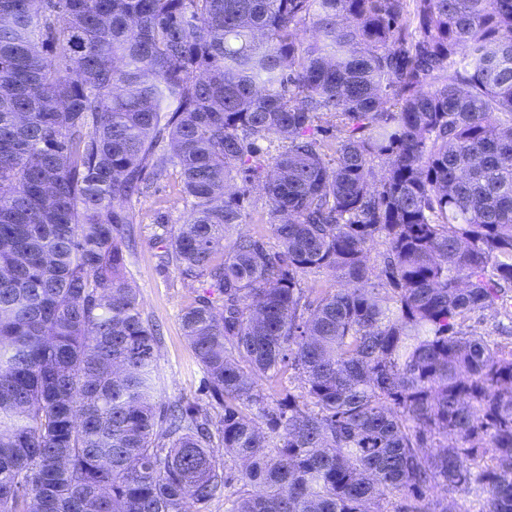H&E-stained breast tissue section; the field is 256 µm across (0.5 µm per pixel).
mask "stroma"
Masks as SVG:
<instances>
[{"instance_id": "1", "label": "stroma", "mask_w": 512, "mask_h": 512, "mask_svg": "<svg viewBox=\"0 0 512 512\" xmlns=\"http://www.w3.org/2000/svg\"><path fill=\"white\" fill-rule=\"evenodd\" d=\"M132 246L125 253L126 275L139 307L159 329L155 373L159 400L208 403L207 378L181 329L184 308L211 295L209 283L183 279L164 258V245L174 225L183 223L188 207L177 172H169L150 193L135 199Z\"/></svg>"}]
</instances>
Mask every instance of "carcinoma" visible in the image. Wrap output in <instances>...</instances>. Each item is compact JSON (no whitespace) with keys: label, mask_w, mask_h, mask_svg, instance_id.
<instances>
[{"label":"carcinoma","mask_w":512,"mask_h":512,"mask_svg":"<svg viewBox=\"0 0 512 512\" xmlns=\"http://www.w3.org/2000/svg\"><path fill=\"white\" fill-rule=\"evenodd\" d=\"M172 168L216 414L155 396L125 276ZM510 292L512 0H0V512H512V348L463 328ZM244 205L245 212L247 213L246 222L238 224L230 232V238L234 239L238 235L261 234L271 249L277 251L278 241L272 232L270 224H258V219L261 217L262 212L268 208L266 197L259 189H253ZM303 287L307 289V291H311V289H314L313 291V297L316 294L319 293H325V292H334L338 291L342 288H345V283L335 275L324 272L320 275H314L310 276L307 280L304 281Z\"/></svg>","instance_id":"1"}]
</instances>
